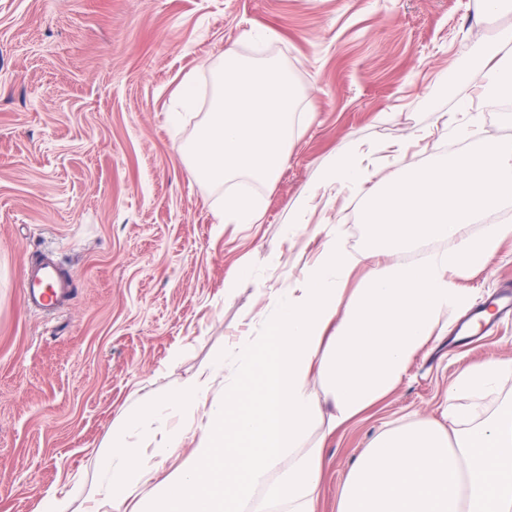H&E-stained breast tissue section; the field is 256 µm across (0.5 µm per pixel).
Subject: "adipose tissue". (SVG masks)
Segmentation results:
<instances>
[{"mask_svg": "<svg viewBox=\"0 0 512 512\" xmlns=\"http://www.w3.org/2000/svg\"><path fill=\"white\" fill-rule=\"evenodd\" d=\"M482 95L512 102V25L484 47ZM361 149L337 151L322 170V187H362L371 178ZM396 170L361 212L373 248L362 257L327 233L316 260L288 287L264 293L267 333L242 336L228 351L235 378L224 398L208 399L212 372L185 381L176 394L113 423L102 448L104 486L120 508L143 477L142 448L159 458L190 453L158 475L151 494L132 512H317L325 462L319 427L335 431L394 390L420 349L448 331L465 298L453 280L483 268L512 223L480 217L512 199V143L473 133L460 154L409 160L406 145ZM261 196L228 192L224 224L260 223ZM435 239L447 251L416 264L397 257ZM361 285L346 286L357 269ZM203 416L200 434L170 425L171 417Z\"/></svg>", "mask_w": 512, "mask_h": 512, "instance_id": "obj_1", "label": "adipose tissue"}]
</instances>
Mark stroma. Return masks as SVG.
Wrapping results in <instances>:
<instances>
[{
  "label": "stroma",
  "mask_w": 512,
  "mask_h": 512,
  "mask_svg": "<svg viewBox=\"0 0 512 512\" xmlns=\"http://www.w3.org/2000/svg\"><path fill=\"white\" fill-rule=\"evenodd\" d=\"M511 14L472 0H0V512H113L101 445L121 414L176 393L240 334L261 336V290L287 287L331 225L355 256L371 248L363 200L330 192L284 234L334 149L418 134L426 163L460 144L458 126L512 142V109L483 99L486 42ZM278 62L306 92L310 122L272 185L261 223L222 224L224 192L197 182L178 149L171 92L192 75L202 98L227 48ZM462 80L444 81V74ZM445 117L447 129L437 128ZM53 252L74 292L60 313L30 312L22 274ZM253 265L235 298L224 279ZM512 280V241L460 279L467 304ZM512 358V319L462 348L444 335L400 385L323 448L318 512H337L357 457L382 431L424 418L448 428L445 393L468 365Z\"/></svg>",
  "instance_id": "35a3bbf8"
}]
</instances>
